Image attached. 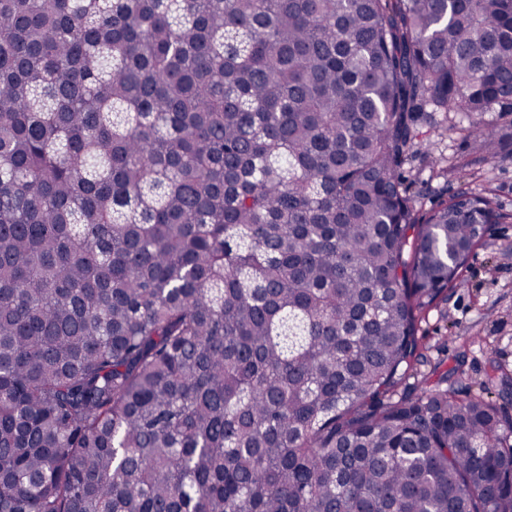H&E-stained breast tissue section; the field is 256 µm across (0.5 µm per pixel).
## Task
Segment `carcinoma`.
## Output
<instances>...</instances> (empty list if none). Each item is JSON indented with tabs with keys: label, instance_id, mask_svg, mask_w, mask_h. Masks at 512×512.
<instances>
[{
	"label": "carcinoma",
	"instance_id": "carcinoma-1",
	"mask_svg": "<svg viewBox=\"0 0 512 512\" xmlns=\"http://www.w3.org/2000/svg\"><path fill=\"white\" fill-rule=\"evenodd\" d=\"M504 105L512 0H0V512H512V415L405 386L509 219L419 126Z\"/></svg>",
	"mask_w": 512,
	"mask_h": 512
}]
</instances>
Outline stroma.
<instances>
[{
  "label": "stroma",
  "mask_w": 512,
  "mask_h": 512,
  "mask_svg": "<svg viewBox=\"0 0 512 512\" xmlns=\"http://www.w3.org/2000/svg\"><path fill=\"white\" fill-rule=\"evenodd\" d=\"M466 119L455 112L430 113L423 125L427 154L407 168L410 192L421 212L462 192L491 191L502 212L512 214V142L496 158L471 164L475 146ZM448 159L447 176H437L434 159ZM417 375L448 373V386L461 395L487 393L512 413V388L488 384L490 361L512 374V221L486 225L458 273L453 288L423 313Z\"/></svg>",
  "instance_id": "obj_1"
}]
</instances>
